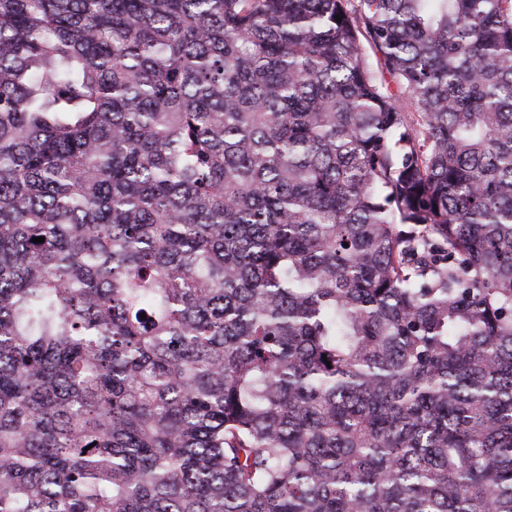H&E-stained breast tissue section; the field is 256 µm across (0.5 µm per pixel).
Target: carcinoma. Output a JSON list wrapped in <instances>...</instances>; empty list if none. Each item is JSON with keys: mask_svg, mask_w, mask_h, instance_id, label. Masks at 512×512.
<instances>
[{"mask_svg": "<svg viewBox=\"0 0 512 512\" xmlns=\"http://www.w3.org/2000/svg\"><path fill=\"white\" fill-rule=\"evenodd\" d=\"M0 512H512V0H0Z\"/></svg>", "mask_w": 512, "mask_h": 512, "instance_id": "obj_1", "label": "carcinoma"}]
</instances>
